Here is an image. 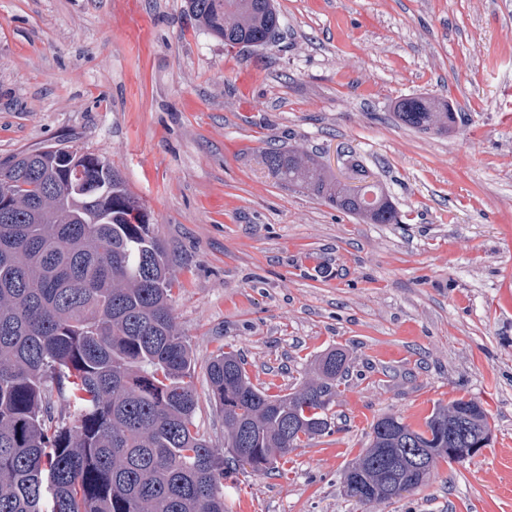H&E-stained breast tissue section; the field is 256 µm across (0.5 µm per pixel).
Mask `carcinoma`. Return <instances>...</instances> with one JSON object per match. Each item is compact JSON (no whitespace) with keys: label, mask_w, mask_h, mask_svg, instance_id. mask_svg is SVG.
I'll list each match as a JSON object with an SVG mask.
<instances>
[{"label":"carcinoma","mask_w":512,"mask_h":512,"mask_svg":"<svg viewBox=\"0 0 512 512\" xmlns=\"http://www.w3.org/2000/svg\"><path fill=\"white\" fill-rule=\"evenodd\" d=\"M187 7L220 40H272L281 27L268 0ZM395 114L425 132L456 122L436 97L402 98ZM86 158L77 188L52 151L0 162L12 188L0 211V512H225L232 474L271 472L302 439L333 433L346 356L321 354L315 379L270 395L241 357L215 355L205 374L224 447L210 446L196 430L195 362L173 311L168 247L112 164ZM263 161L282 184L365 224L398 223L358 164L346 184L313 153L269 147ZM491 433L473 399L434 407L422 429L382 415L344 471V492L370 508L389 503L424 486L448 449L479 448Z\"/></svg>","instance_id":"obj_1"}]
</instances>
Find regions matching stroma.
Here are the masks:
<instances>
[{"label":"stroma","instance_id":"obj_1","mask_svg":"<svg viewBox=\"0 0 512 512\" xmlns=\"http://www.w3.org/2000/svg\"><path fill=\"white\" fill-rule=\"evenodd\" d=\"M264 49L225 48L185 0H0V161L68 139L109 160L172 259L174 314L195 357V424L224 445L205 366L241 355L290 392L339 348L332 435L265 475L243 470L227 512H512V0H274ZM433 96L447 134L403 126ZM358 161L399 213L366 224L283 185L266 147ZM489 446L367 508L342 474L395 413L419 427L460 397ZM395 114L404 126L425 132H448L456 122L448 104L436 97L402 98L395 105Z\"/></svg>","mask_w":512,"mask_h":512}]
</instances>
